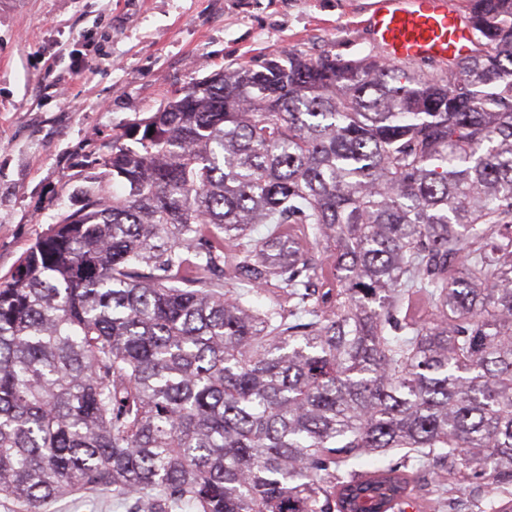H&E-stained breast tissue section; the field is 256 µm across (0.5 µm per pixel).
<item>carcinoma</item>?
<instances>
[{"instance_id": "obj_1", "label": "carcinoma", "mask_w": 512, "mask_h": 512, "mask_svg": "<svg viewBox=\"0 0 512 512\" xmlns=\"http://www.w3.org/2000/svg\"><path fill=\"white\" fill-rule=\"evenodd\" d=\"M468 2L433 72L276 52L112 144L0 283V496L512 512V0Z\"/></svg>"}]
</instances>
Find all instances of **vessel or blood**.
<instances>
[{"label":"vessel or blood","mask_w":512,"mask_h":512,"mask_svg":"<svg viewBox=\"0 0 512 512\" xmlns=\"http://www.w3.org/2000/svg\"><path fill=\"white\" fill-rule=\"evenodd\" d=\"M366 28L373 47L392 62L461 58L476 42L453 0H376Z\"/></svg>","instance_id":"vessel-or-blood-1"}]
</instances>
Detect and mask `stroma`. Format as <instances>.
<instances>
[{"instance_id":"stroma-1","label":"stroma","mask_w":512,"mask_h":512,"mask_svg":"<svg viewBox=\"0 0 512 512\" xmlns=\"http://www.w3.org/2000/svg\"><path fill=\"white\" fill-rule=\"evenodd\" d=\"M373 0H0V282L98 160L190 82L279 50L369 54Z\"/></svg>"}]
</instances>
